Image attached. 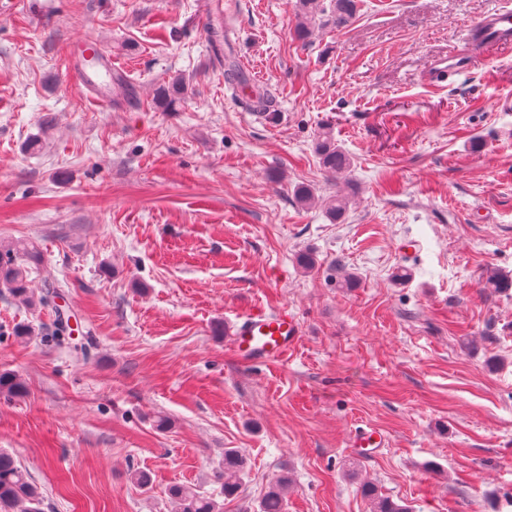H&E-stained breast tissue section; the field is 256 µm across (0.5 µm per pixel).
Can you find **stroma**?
Segmentation results:
<instances>
[{"label": "stroma", "mask_w": 512, "mask_h": 512, "mask_svg": "<svg viewBox=\"0 0 512 512\" xmlns=\"http://www.w3.org/2000/svg\"><path fill=\"white\" fill-rule=\"evenodd\" d=\"M294 2L0 0V240L39 243L32 284L73 328L54 344L49 308L0 288V369L28 384L0 397V450L44 512H171L172 484L219 494L228 448L247 470L224 512H259L282 476L285 512H371L365 481L413 512H512V290L483 285L512 277V51L425 79L501 0H364L306 43ZM216 25L273 119L226 81ZM79 39L134 98L72 83ZM179 74L188 96L153 108ZM325 127L354 160L335 179ZM283 307L287 357L241 362L230 322Z\"/></svg>", "instance_id": "stroma-1"}]
</instances>
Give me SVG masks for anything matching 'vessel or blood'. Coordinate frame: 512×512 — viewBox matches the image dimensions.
Wrapping results in <instances>:
<instances>
[{"instance_id":"vessel-or-blood-1","label":"vessel or blood","mask_w":512,"mask_h":512,"mask_svg":"<svg viewBox=\"0 0 512 512\" xmlns=\"http://www.w3.org/2000/svg\"><path fill=\"white\" fill-rule=\"evenodd\" d=\"M474 48L467 53L450 51L441 58L438 72L469 74L483 62V49L495 45H512V8L500 7L486 11L472 26ZM112 60L103 58L99 71H89L83 60H75L70 78L81 88L89 90L101 80L111 78ZM300 334L297 318L287 309L268 311L255 309L235 323L232 340L238 355L248 362L272 361L287 354Z\"/></svg>"}]
</instances>
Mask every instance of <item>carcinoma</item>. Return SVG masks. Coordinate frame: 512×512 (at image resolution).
<instances>
[{
  "instance_id": "cac0c4a2",
  "label": "carcinoma",
  "mask_w": 512,
  "mask_h": 512,
  "mask_svg": "<svg viewBox=\"0 0 512 512\" xmlns=\"http://www.w3.org/2000/svg\"><path fill=\"white\" fill-rule=\"evenodd\" d=\"M360 10L359 0H296L295 36L305 41L311 34L313 24L318 21L343 29L350 25ZM226 79L233 85H242L247 89L250 111L264 116L275 112L274 101L266 88L249 84L242 72L234 65L224 71ZM188 85L182 79H173L159 85L153 96L154 103L162 110L176 106L187 94ZM316 153L323 170L336 175L345 172L351 166L350 157L339 147L331 132L323 130L318 136ZM348 201L341 195L329 197L325 201V211L333 222L340 220ZM42 262V254L37 244L31 241L0 242V286L20 303L33 306L54 304L59 296L53 287L44 289L40 300H34L29 288L30 272ZM27 386L19 374L11 370H0V395L10 398H22ZM245 462L234 451L224 452L223 494L226 497L237 494ZM287 478L272 483L266 491L260 505V512H284ZM361 494L370 504L372 512H411L410 506L394 501L381 494L376 485L364 482ZM172 512H223V505L212 497L199 494L193 487L174 484L168 490ZM43 495L27 471L18 464L15 457L0 451V512H42Z\"/></svg>"
}]
</instances>
